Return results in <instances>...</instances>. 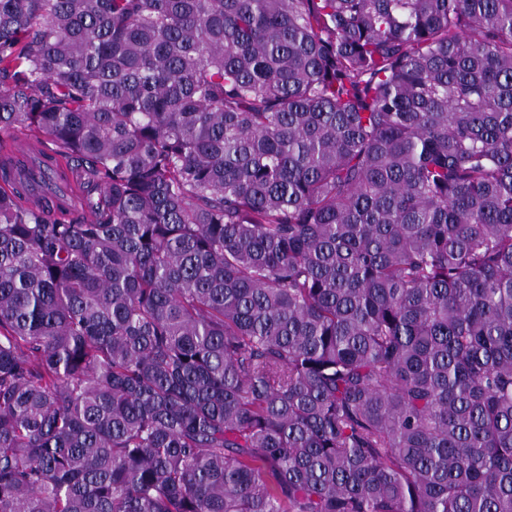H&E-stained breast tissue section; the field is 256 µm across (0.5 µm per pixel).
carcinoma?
Listing matches in <instances>:
<instances>
[{"label": "carcinoma", "instance_id": "cac0c4a2", "mask_svg": "<svg viewBox=\"0 0 512 512\" xmlns=\"http://www.w3.org/2000/svg\"><path fill=\"white\" fill-rule=\"evenodd\" d=\"M0 512H512V0H0Z\"/></svg>", "mask_w": 512, "mask_h": 512}]
</instances>
